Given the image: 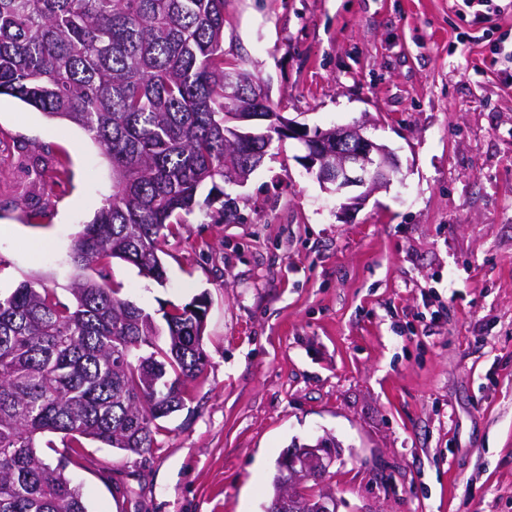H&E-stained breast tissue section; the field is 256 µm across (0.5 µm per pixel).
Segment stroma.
<instances>
[{"label":"stroma","mask_w":512,"mask_h":512,"mask_svg":"<svg viewBox=\"0 0 512 512\" xmlns=\"http://www.w3.org/2000/svg\"><path fill=\"white\" fill-rule=\"evenodd\" d=\"M224 54L278 111L356 122L401 171L360 210L274 142L236 217L201 201L163 245L164 282L97 266L152 314L208 304L205 377L158 448L87 440L90 512H265L294 442L342 448L339 512H512V8L464 0H224ZM112 194L86 133L0 96V295L71 302L75 238Z\"/></svg>","instance_id":"obj_1"}]
</instances>
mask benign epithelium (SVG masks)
<instances>
[{
  "label": "benign epithelium",
  "mask_w": 512,
  "mask_h": 512,
  "mask_svg": "<svg viewBox=\"0 0 512 512\" xmlns=\"http://www.w3.org/2000/svg\"><path fill=\"white\" fill-rule=\"evenodd\" d=\"M279 132L280 137L301 144L303 154L296 160L316 175L326 192L346 198L341 207L343 216L357 211L372 193L390 185L399 172L392 150L368 138L360 124L312 129L283 116ZM340 457L341 449L321 444L288 449L284 459L288 465V493L281 498L278 509L288 512L294 507L306 483L325 476Z\"/></svg>",
  "instance_id": "obj_1"
}]
</instances>
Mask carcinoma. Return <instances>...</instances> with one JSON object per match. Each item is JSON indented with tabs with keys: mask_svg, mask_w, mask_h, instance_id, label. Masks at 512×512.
I'll return each mask as SVG.
<instances>
[{
	"mask_svg": "<svg viewBox=\"0 0 512 512\" xmlns=\"http://www.w3.org/2000/svg\"><path fill=\"white\" fill-rule=\"evenodd\" d=\"M224 23V0H0V95L81 128L113 182L73 245V302L33 281L0 297V512H88L38 440L69 438L77 461L82 438L150 453L157 420L204 372L206 304L171 307L163 329L85 271L117 258L163 281L173 219L267 155L278 115L250 84L224 95L241 70L224 58ZM237 112L258 113L264 130L248 134ZM287 481L280 463L269 512Z\"/></svg>",
	"mask_w": 512,
	"mask_h": 512,
	"instance_id": "1",
	"label": "carcinoma"
}]
</instances>
